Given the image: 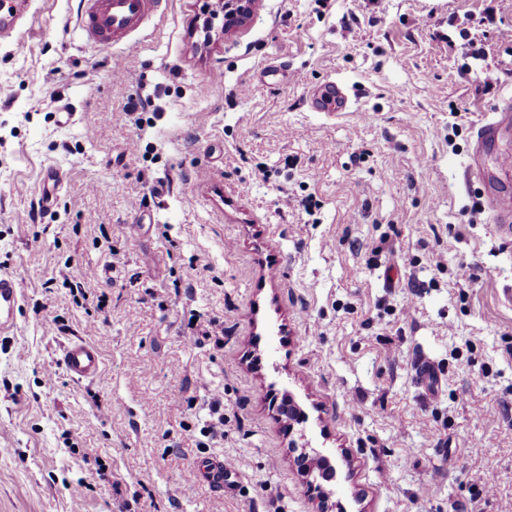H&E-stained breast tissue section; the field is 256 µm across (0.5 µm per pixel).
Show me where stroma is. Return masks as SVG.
Listing matches in <instances>:
<instances>
[{
	"mask_svg": "<svg viewBox=\"0 0 512 512\" xmlns=\"http://www.w3.org/2000/svg\"><path fill=\"white\" fill-rule=\"evenodd\" d=\"M78 5L0 44V512H512V240L469 174L512 0H167L131 49ZM215 456L221 496L185 479ZM310 105L314 111L328 115H339L350 107L344 88L335 81L327 82L320 92L313 93ZM22 298L18 280L11 274L0 273V335L17 327V312ZM58 362L66 375L74 381L95 379L103 371L99 350L85 339L71 340L65 344Z\"/></svg>",
	"mask_w": 512,
	"mask_h": 512,
	"instance_id": "stroma-1",
	"label": "stroma"
}]
</instances>
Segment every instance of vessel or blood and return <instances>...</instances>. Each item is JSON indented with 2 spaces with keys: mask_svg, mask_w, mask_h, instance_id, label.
Returning a JSON list of instances; mask_svg holds the SVG:
<instances>
[{
  "mask_svg": "<svg viewBox=\"0 0 512 512\" xmlns=\"http://www.w3.org/2000/svg\"><path fill=\"white\" fill-rule=\"evenodd\" d=\"M160 0H82L79 28L84 38L93 44L110 46L116 43L131 46V36L158 11ZM310 105L314 111L337 115L349 108L344 88L337 82H327L321 91L313 93ZM512 123V94L504 97L493 112L488 113L479 126L473 150V175H481L479 159L501 131ZM488 209L498 225L502 237L512 236V202L508 199H487ZM22 298L18 280L0 273V335L17 327V312ZM59 364L66 375L75 381L97 378L103 371L101 354L92 343L76 339L61 350ZM189 475L198 483H206L217 492H224L233 482L234 471L223 459L204 458L197 461Z\"/></svg>",
  "mask_w": 512,
  "mask_h": 512,
  "instance_id": "1",
  "label": "vessel or blood"
}]
</instances>
